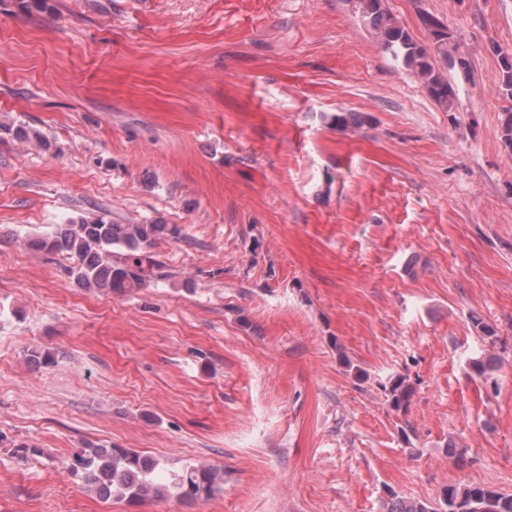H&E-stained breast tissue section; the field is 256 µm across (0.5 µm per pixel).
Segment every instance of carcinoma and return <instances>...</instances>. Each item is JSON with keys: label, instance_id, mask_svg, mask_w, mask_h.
Segmentation results:
<instances>
[{"label": "carcinoma", "instance_id": "carcinoma-1", "mask_svg": "<svg viewBox=\"0 0 512 512\" xmlns=\"http://www.w3.org/2000/svg\"><path fill=\"white\" fill-rule=\"evenodd\" d=\"M355 13L364 28L381 47L400 61L427 90L445 112L457 111L454 86L441 72L442 59L467 74L468 57L458 50L454 35L436 16L423 13L421 24L429 43L414 38L393 15L386 0H354ZM35 143L48 151L49 138L30 126H13L0 121V135ZM163 236L179 237L175 225L159 220L118 224L99 212H83L55 224L52 231L37 241L47 253L65 252L74 259L71 269L77 281L87 288H107L124 293L142 287L156 275L160 263L150 248ZM386 401L397 411H406L412 387L402 376L382 385ZM69 473L89 491L103 498L142 501L148 497L179 500L207 499L220 492L223 477L207 466L187 465L162 474L158 462L128 448L86 445L74 451L66 463ZM384 512H512V493L482 484L450 485L443 489L436 503L409 501L389 494Z\"/></svg>", "mask_w": 512, "mask_h": 512}]
</instances>
